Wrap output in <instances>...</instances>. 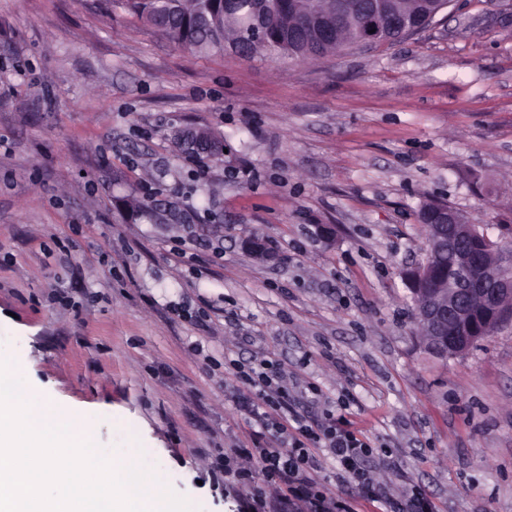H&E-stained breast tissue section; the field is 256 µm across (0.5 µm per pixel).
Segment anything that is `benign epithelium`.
<instances>
[{
    "label": "benign epithelium",
    "instance_id": "1",
    "mask_svg": "<svg viewBox=\"0 0 512 512\" xmlns=\"http://www.w3.org/2000/svg\"><path fill=\"white\" fill-rule=\"evenodd\" d=\"M309 2L305 0L299 6L290 0L288 7L301 17V31L325 43L347 19L345 0H335L326 13L312 10ZM405 14L393 0H358L354 16L361 19L362 28L357 45L381 42L388 30H398L404 36L414 32ZM183 142L195 151L214 149L199 133L183 135ZM244 247L260 260L276 258L275 251L262 239H248ZM511 249V228H503L502 240L496 242L448 204L436 205L426 241L427 258L406 273L417 307V323L431 353L440 357L463 355L503 324L512 323V271L500 260ZM442 253L454 261L460 277L448 279L432 262Z\"/></svg>",
    "mask_w": 512,
    "mask_h": 512
}]
</instances>
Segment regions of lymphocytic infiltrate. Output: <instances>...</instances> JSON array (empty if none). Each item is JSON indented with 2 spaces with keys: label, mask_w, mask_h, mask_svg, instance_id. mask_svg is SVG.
Wrapping results in <instances>:
<instances>
[{
  "label": "lymphocytic infiltrate",
  "mask_w": 512,
  "mask_h": 512,
  "mask_svg": "<svg viewBox=\"0 0 512 512\" xmlns=\"http://www.w3.org/2000/svg\"><path fill=\"white\" fill-rule=\"evenodd\" d=\"M237 409L255 432L252 445L220 457V473H233L251 486L267 512H355L363 501L378 512H435L431 499L417 488L394 497L376 484L364 463L372 450L350 430L345 419L327 416L320 426L288 406V393L272 365L236 371ZM337 462L336 478L343 487L328 494L317 476V449Z\"/></svg>",
  "instance_id": "lymphocytic-infiltrate-1"
}]
</instances>
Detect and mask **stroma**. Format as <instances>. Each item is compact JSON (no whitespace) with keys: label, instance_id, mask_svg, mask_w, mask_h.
Here are the masks:
<instances>
[{"label":"stroma","instance_id":"stroma-1","mask_svg":"<svg viewBox=\"0 0 512 512\" xmlns=\"http://www.w3.org/2000/svg\"><path fill=\"white\" fill-rule=\"evenodd\" d=\"M434 200L512 226V0L306 62L192 55L110 0H0V355L62 412L110 404L97 443L120 417L204 512H245L212 472L250 442L233 359L279 363L311 424L342 413L388 493L512 512V323L448 358L416 333Z\"/></svg>","mask_w":512,"mask_h":512}]
</instances>
